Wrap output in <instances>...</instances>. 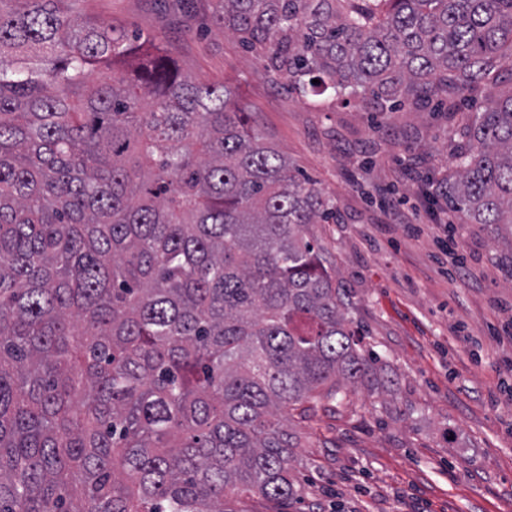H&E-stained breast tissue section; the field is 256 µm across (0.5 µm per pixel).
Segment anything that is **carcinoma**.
Segmentation results:
<instances>
[{
	"instance_id": "cac0c4a2",
	"label": "carcinoma",
	"mask_w": 512,
	"mask_h": 512,
	"mask_svg": "<svg viewBox=\"0 0 512 512\" xmlns=\"http://www.w3.org/2000/svg\"><path fill=\"white\" fill-rule=\"evenodd\" d=\"M215 22L305 97L486 93L446 197L512 225V0H215ZM334 218L230 88L80 0H0V512L296 496L289 412L378 370L308 238Z\"/></svg>"
}]
</instances>
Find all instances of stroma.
<instances>
[{
	"instance_id": "stroma-1",
	"label": "stroma",
	"mask_w": 512,
	"mask_h": 512,
	"mask_svg": "<svg viewBox=\"0 0 512 512\" xmlns=\"http://www.w3.org/2000/svg\"><path fill=\"white\" fill-rule=\"evenodd\" d=\"M84 16L170 48L183 74L232 88L249 127L314 182L342 221L310 237L336 267L385 385L347 387L293 421L297 498L246 512H512V226L456 223L464 275L439 249L425 197L443 191L460 117L357 97L314 106L213 20V0H83ZM415 232H408V225Z\"/></svg>"
}]
</instances>
